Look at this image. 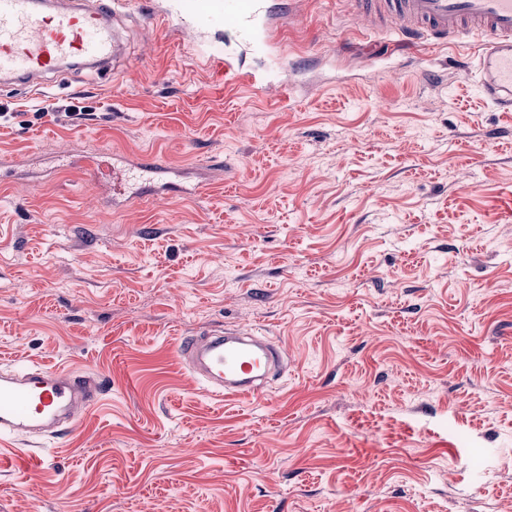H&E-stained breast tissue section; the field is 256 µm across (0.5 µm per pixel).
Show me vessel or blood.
Segmentation results:
<instances>
[{"label": "vessel or blood", "instance_id": "b4317fda", "mask_svg": "<svg viewBox=\"0 0 512 512\" xmlns=\"http://www.w3.org/2000/svg\"><path fill=\"white\" fill-rule=\"evenodd\" d=\"M367 37L380 36L376 18L394 14L403 23L394 46L419 49L478 37L472 71L484 97L512 105V0H350ZM187 28H220L225 43L284 62L288 51L274 32L283 25L269 0H182ZM112 0H0V78L43 90L48 75L66 64L111 63L115 53ZM209 66L222 77L264 86L261 73L243 71L232 52L212 55ZM148 175L147 185L167 193L169 168L146 155L124 157ZM175 355L213 394L256 398L269 374L284 367L279 345L246 330H224L184 341ZM102 393L100 377L70 369L36 366L0 374V433L19 440L59 436L74 428Z\"/></svg>", "mask_w": 512, "mask_h": 512}]
</instances>
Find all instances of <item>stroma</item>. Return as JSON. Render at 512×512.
<instances>
[{
	"instance_id": "35a3bbf8",
	"label": "stroma",
	"mask_w": 512,
	"mask_h": 512,
	"mask_svg": "<svg viewBox=\"0 0 512 512\" xmlns=\"http://www.w3.org/2000/svg\"><path fill=\"white\" fill-rule=\"evenodd\" d=\"M294 2L290 66L237 52L259 89L172 0L120 8L112 70L0 83V364L106 381L39 463L0 440V512H512V109L468 87L467 42L398 51ZM73 151L209 185L117 209ZM229 327L285 351L261 397L173 355Z\"/></svg>"
}]
</instances>
